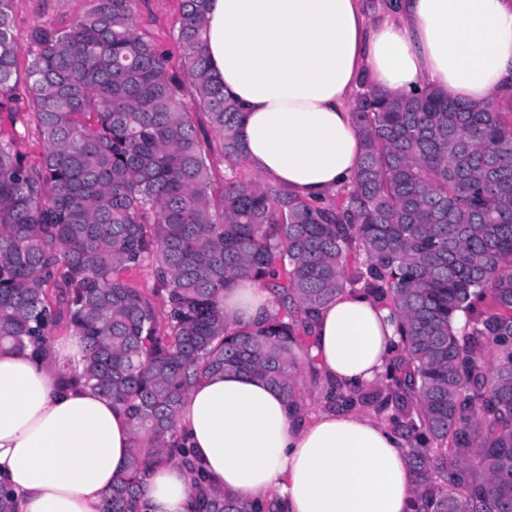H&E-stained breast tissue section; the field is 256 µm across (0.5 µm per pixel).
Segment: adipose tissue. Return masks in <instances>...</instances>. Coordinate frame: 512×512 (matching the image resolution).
Returning a JSON list of instances; mask_svg holds the SVG:
<instances>
[{"mask_svg":"<svg viewBox=\"0 0 512 512\" xmlns=\"http://www.w3.org/2000/svg\"><path fill=\"white\" fill-rule=\"evenodd\" d=\"M206 56L240 101L247 165L306 198L336 194L361 157L351 105L363 79L387 96L440 88L481 102L512 82V0H209ZM272 310L254 280L224 292V314L252 324ZM324 374L350 388L377 384L396 340L387 309L345 292L316 315ZM77 337L55 360L0 345V483L15 512H101L130 455L127 417L102 394L61 387L81 367ZM178 427L211 486L279 499L283 512H410L415 485L402 441L374 418L294 413L266 382L213 375L183 401ZM179 463L153 471L138 512H192Z\"/></svg>","mask_w":512,"mask_h":512,"instance_id":"adipose-tissue-1","label":"adipose tissue"}]
</instances>
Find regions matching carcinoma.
Returning a JSON list of instances; mask_svg holds the SVG:
<instances>
[{"mask_svg":"<svg viewBox=\"0 0 512 512\" xmlns=\"http://www.w3.org/2000/svg\"><path fill=\"white\" fill-rule=\"evenodd\" d=\"M88 2L66 27L33 26L23 69L0 0V343L43 359L61 336L85 344L60 383L110 398L133 429L102 512H137L146 474L173 461L195 512H281L209 486L180 406L237 371L302 410L315 313L347 289L388 308L400 342L377 385L324 379L326 405L401 437L412 512H512V84L479 103L358 95L359 167L315 204L247 175L240 104L206 58L208 0H180L176 56L136 0ZM143 267L150 288L130 279ZM242 278L275 309L231 327L224 290Z\"/></svg>","mask_w":512,"mask_h":512,"instance_id":"cac0c4a2","label":"carcinoma"}]
</instances>
